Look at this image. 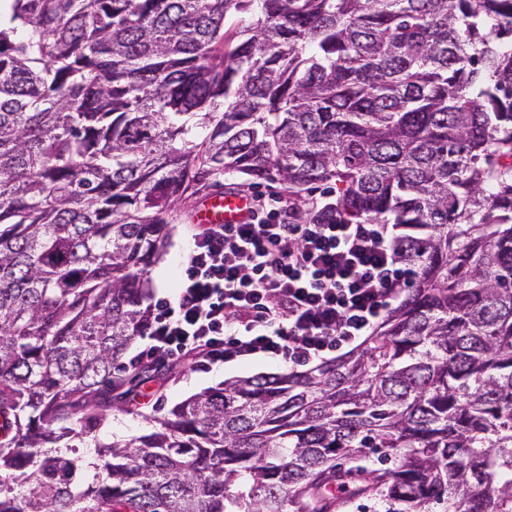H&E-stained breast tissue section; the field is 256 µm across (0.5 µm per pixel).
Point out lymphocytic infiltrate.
<instances>
[{"label":"lymphocytic infiltrate","mask_w":512,"mask_h":512,"mask_svg":"<svg viewBox=\"0 0 512 512\" xmlns=\"http://www.w3.org/2000/svg\"><path fill=\"white\" fill-rule=\"evenodd\" d=\"M412 277L387 225L316 223L288 197L261 193L248 223L194 235L178 288L154 300L146 346L128 366L322 360L367 336Z\"/></svg>","instance_id":"obj_1"}]
</instances>
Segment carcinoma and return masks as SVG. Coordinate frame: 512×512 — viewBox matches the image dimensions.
I'll return each mask as SVG.
<instances>
[{"instance_id": "1", "label": "carcinoma", "mask_w": 512, "mask_h": 512, "mask_svg": "<svg viewBox=\"0 0 512 512\" xmlns=\"http://www.w3.org/2000/svg\"><path fill=\"white\" fill-rule=\"evenodd\" d=\"M224 175L396 225L413 284L364 349L102 443ZM0 472V512H512V0H0ZM379 498V495H372L368 497L337 500L338 502L346 503L345 507L337 512H384V504Z\"/></svg>"}]
</instances>
